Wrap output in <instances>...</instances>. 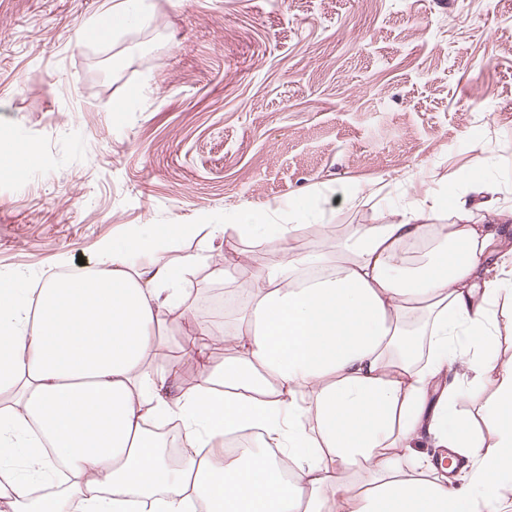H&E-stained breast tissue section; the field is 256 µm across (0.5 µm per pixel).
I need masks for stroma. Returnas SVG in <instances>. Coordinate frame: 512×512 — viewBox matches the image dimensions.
<instances>
[{"label": "stroma", "mask_w": 512, "mask_h": 512, "mask_svg": "<svg viewBox=\"0 0 512 512\" xmlns=\"http://www.w3.org/2000/svg\"><path fill=\"white\" fill-rule=\"evenodd\" d=\"M113 2L0 0V142L40 159L0 167V276L310 195L340 235L480 166L512 200V0H144L149 26L89 40ZM257 256L282 259L233 238L186 274L166 347Z\"/></svg>", "instance_id": "1"}]
</instances>
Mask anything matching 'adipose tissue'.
Segmentation results:
<instances>
[{"instance_id":"obj_1","label":"adipose tissue","mask_w":512,"mask_h":512,"mask_svg":"<svg viewBox=\"0 0 512 512\" xmlns=\"http://www.w3.org/2000/svg\"><path fill=\"white\" fill-rule=\"evenodd\" d=\"M472 221L465 194L409 203L302 247L326 214L311 197L284 214L241 209L225 224H143L101 244L94 265L41 287L0 277V484L11 512H498L512 486V268L489 263L512 206L485 171ZM271 247L238 290L235 353L211 366L218 328L156 366L158 329L184 313L198 252L158 262L191 234ZM425 243V263L408 248ZM200 366L182 387V366ZM493 385L480 424L458 411ZM178 422L189 449L172 467L149 424ZM258 435L225 453L226 437ZM65 495H34L56 465ZM363 470L370 486L350 477Z\"/></svg>"}]
</instances>
